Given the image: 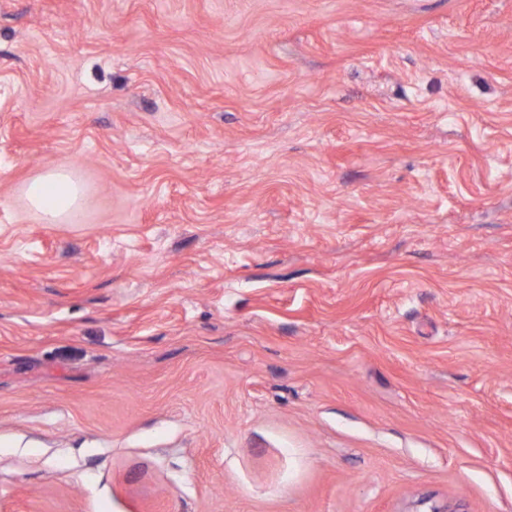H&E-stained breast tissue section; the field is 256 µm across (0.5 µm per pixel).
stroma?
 <instances>
[{
    "mask_svg": "<svg viewBox=\"0 0 512 512\" xmlns=\"http://www.w3.org/2000/svg\"><path fill=\"white\" fill-rule=\"evenodd\" d=\"M0 512H512V0H0ZM83 189L71 172L52 168L31 181L26 189L29 205L45 223L58 224L80 206Z\"/></svg>",
    "mask_w": 512,
    "mask_h": 512,
    "instance_id": "stroma-1",
    "label": "stroma"
}]
</instances>
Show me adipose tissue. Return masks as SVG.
Segmentation results:
<instances>
[{"instance_id": "obj_1", "label": "adipose tissue", "mask_w": 512, "mask_h": 512, "mask_svg": "<svg viewBox=\"0 0 512 512\" xmlns=\"http://www.w3.org/2000/svg\"><path fill=\"white\" fill-rule=\"evenodd\" d=\"M83 189L71 172L53 168L31 181L26 189L29 205L45 223L56 224L80 206Z\"/></svg>"}]
</instances>
